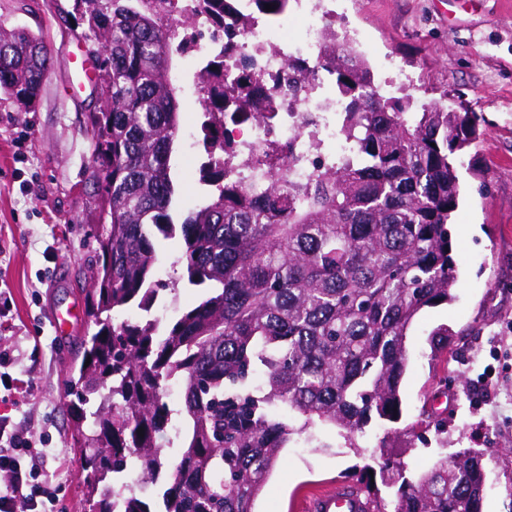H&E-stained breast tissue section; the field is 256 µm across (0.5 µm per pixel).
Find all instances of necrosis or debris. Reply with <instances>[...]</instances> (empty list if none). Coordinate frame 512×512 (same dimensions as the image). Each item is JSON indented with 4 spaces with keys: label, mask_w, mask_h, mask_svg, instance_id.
<instances>
[{
    "label": "necrosis or debris",
    "mask_w": 512,
    "mask_h": 512,
    "mask_svg": "<svg viewBox=\"0 0 512 512\" xmlns=\"http://www.w3.org/2000/svg\"><path fill=\"white\" fill-rule=\"evenodd\" d=\"M321 2L294 0L290 23L252 21L235 54L224 61L231 72L248 66L268 98L265 122L243 117L224 121V138L230 144L224 167L253 192H262L270 174L286 168L289 158L299 159L301 172L307 173L346 149L336 123L340 104L323 71L316 69L297 97L288 95L289 60L315 65L332 25Z\"/></svg>",
    "instance_id": "obj_1"
}]
</instances>
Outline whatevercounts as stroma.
Wrapping results in <instances>:
<instances>
[{
  "instance_id": "stroma-1",
  "label": "stroma",
  "mask_w": 512,
  "mask_h": 512,
  "mask_svg": "<svg viewBox=\"0 0 512 512\" xmlns=\"http://www.w3.org/2000/svg\"><path fill=\"white\" fill-rule=\"evenodd\" d=\"M336 31L352 40L377 83L397 78L415 103L445 100L476 113L480 139L463 156L462 196L451 226L458 289L453 301L423 309L408 333L402 418L394 459L408 474L465 448L483 451L482 512H512V0H323ZM40 35L50 67L36 108L0 98V289L13 308L0 316V349L22 389L0 383V416L33 425L40 459L57 487L59 512H89L64 370L89 317L56 335L51 317L84 302L87 232L102 227L101 179L94 161L92 86L73 90L70 62L85 49L54 0H0V23ZM171 165L183 208L205 200L198 165L178 141ZM451 331L435 352L432 334ZM437 414L444 433L426 428ZM384 431L355 443L326 426L294 435L257 512H295L300 495L355 483Z\"/></svg>"
}]
</instances>
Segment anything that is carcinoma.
Instances as JSON below:
<instances>
[{
  "instance_id": "obj_1",
  "label": "carcinoma",
  "mask_w": 512,
  "mask_h": 512,
  "mask_svg": "<svg viewBox=\"0 0 512 512\" xmlns=\"http://www.w3.org/2000/svg\"><path fill=\"white\" fill-rule=\"evenodd\" d=\"M71 2L59 15L81 29L97 63L91 121L107 221L89 233L85 294L97 331L80 340L66 372L91 512H256L293 435L321 424L352 439L373 421L398 420L406 336L457 287L448 225L459 152L479 137L477 117L437 100L410 112L411 98L384 93L352 42L330 32L316 67L289 62L288 89L317 68L328 73L346 101L340 131L350 154L304 181L273 174L259 196L207 164L206 202L176 222L180 102L169 31L149 0ZM288 2L254 5L275 18ZM233 4L204 0L210 38L224 32V48L197 74L200 131L219 152L224 113L266 119L251 75L224 77L243 32L226 26ZM46 71L43 39L0 24V95L34 111ZM175 237L181 272L163 284L156 242ZM181 283L203 288L195 305L156 318L157 294ZM171 382L181 390L175 407ZM175 440L171 461L163 448ZM389 441L384 434L379 449L383 482L396 488L393 512H482L483 454L463 449L408 478ZM131 462L138 478L128 483ZM369 470L357 486L372 512H387ZM146 485L155 511L136 491Z\"/></svg>"
}]
</instances>
